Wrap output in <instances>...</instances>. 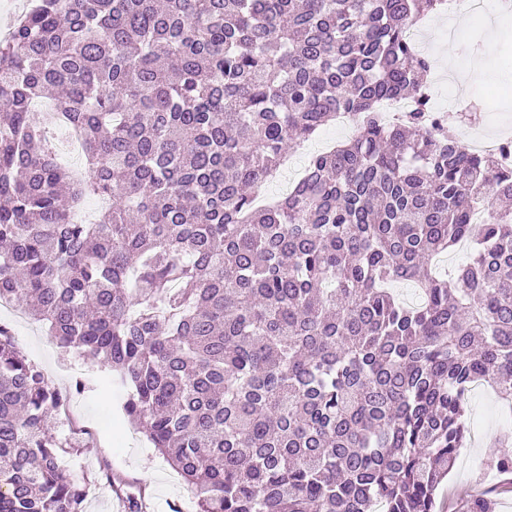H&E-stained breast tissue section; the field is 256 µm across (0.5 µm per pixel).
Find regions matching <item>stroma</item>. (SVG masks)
<instances>
[{
  "mask_svg": "<svg viewBox=\"0 0 512 512\" xmlns=\"http://www.w3.org/2000/svg\"><path fill=\"white\" fill-rule=\"evenodd\" d=\"M424 25L438 34L437 39L425 43L424 53L434 62L436 106L453 116L449 129L465 144L477 136H512V81H483L474 86L469 98L483 115L476 125L455 119L461 94L449 92L446 82L447 77L456 76L475 61L492 71L512 73V10L489 18H469L462 39L448 37L452 25L447 14L428 15ZM350 136L340 124L326 126L305 143L301 154L289 159L280 179L266 183L264 198L281 199L285 185L302 177L308 156L321 152L325 144H338ZM0 323L8 325L18 348L56 385L67 387L77 374L89 380L84 392L72 396L55 419L59 435L74 443L62 461L71 476L86 484V512H124L122 498L127 494L143 496L146 512H196L190 487L122 412L119 399L123 389L105 387L101 372L87 358L75 353L61 356L40 322L0 310ZM468 406L471 442L461 449L454 468L438 489L436 512H464L477 488L499 483L489 460L494 439L505 434L502 422L512 418V409L501 406L488 388L470 390ZM105 466L120 479V490H111L99 481V471Z\"/></svg>",
  "mask_w": 512,
  "mask_h": 512,
  "instance_id": "35a3bbf8",
  "label": "stroma"
}]
</instances>
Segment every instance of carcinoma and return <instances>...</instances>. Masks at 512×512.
<instances>
[{"mask_svg":"<svg viewBox=\"0 0 512 512\" xmlns=\"http://www.w3.org/2000/svg\"><path fill=\"white\" fill-rule=\"evenodd\" d=\"M446 6L37 0L0 40V299L125 389L197 512H435L470 386L512 402V168L430 123L433 62L407 39ZM389 97L415 101L396 124ZM37 100L80 136L84 175ZM340 112L355 135L256 205ZM91 196L111 205L74 221ZM462 240L450 288L431 260ZM404 280L422 304L389 291ZM85 389L0 325V512H84L54 419ZM491 463L512 480L509 442Z\"/></svg>","mask_w":512,"mask_h":512,"instance_id":"carcinoma-1","label":"carcinoma"}]
</instances>
